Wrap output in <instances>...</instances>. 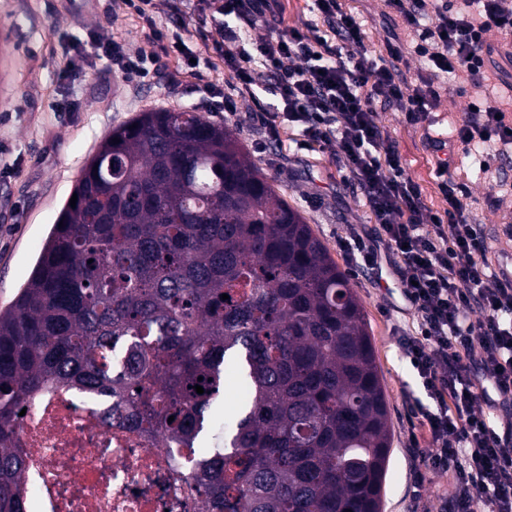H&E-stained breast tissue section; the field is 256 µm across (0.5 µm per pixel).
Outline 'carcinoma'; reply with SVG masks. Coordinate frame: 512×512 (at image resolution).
<instances>
[{
    "instance_id": "obj_1",
    "label": "carcinoma",
    "mask_w": 512,
    "mask_h": 512,
    "mask_svg": "<svg viewBox=\"0 0 512 512\" xmlns=\"http://www.w3.org/2000/svg\"><path fill=\"white\" fill-rule=\"evenodd\" d=\"M74 192L0 311V512H26L16 419L54 385L178 444L205 512H382L392 436L362 305L238 139L150 109ZM229 361L244 403L219 430Z\"/></svg>"
}]
</instances>
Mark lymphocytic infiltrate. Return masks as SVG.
Listing matches in <instances>:
<instances>
[{
  "label": "lymphocytic infiltrate",
  "mask_w": 512,
  "mask_h": 512,
  "mask_svg": "<svg viewBox=\"0 0 512 512\" xmlns=\"http://www.w3.org/2000/svg\"><path fill=\"white\" fill-rule=\"evenodd\" d=\"M206 3L205 44L219 51L231 88L218 105L225 120L242 123L237 101L246 96L267 141L280 142L289 128L300 146L336 144L342 180L360 188L380 229L375 240L342 238L343 248L372 270L383 250L400 265L398 288L416 328L403 332L399 344L427 395L413 403L426 470L447 474L456 512H512V426L496 431L480 410L495 400L512 406V275L487 259V245L466 215L468 192L453 180L449 161L436 169L446 207L429 212L376 110L378 101L392 103L413 122L435 108L441 77L482 87L488 79L482 49L491 31L512 32V0H388L417 39L388 43L382 62L368 55L363 26L341 0H312L314 20L292 26L284 23L280 0ZM112 6L147 24L145 44L131 55L119 41L92 37L74 46L62 79L80 75L91 52L111 73L149 78L165 57L176 62L171 83L203 80L197 51L157 28L153 0ZM331 32L340 44L329 42ZM410 57L422 72L413 86L400 69ZM500 111L497 101L479 100L448 134L449 147H460L483 174L491 155L512 151V124Z\"/></svg>",
  "instance_id": "obj_1"
}]
</instances>
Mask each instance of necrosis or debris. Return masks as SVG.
I'll return each instance as SVG.
<instances>
[{"mask_svg":"<svg viewBox=\"0 0 512 512\" xmlns=\"http://www.w3.org/2000/svg\"><path fill=\"white\" fill-rule=\"evenodd\" d=\"M33 512H204V500L169 465L161 434L103 416L72 389L44 395L18 420Z\"/></svg>","mask_w":512,"mask_h":512,"instance_id":"4bbe7bcc","label":"necrosis or debris"}]
</instances>
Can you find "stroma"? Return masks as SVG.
I'll return each instance as SVG.
<instances>
[{"mask_svg": "<svg viewBox=\"0 0 512 512\" xmlns=\"http://www.w3.org/2000/svg\"><path fill=\"white\" fill-rule=\"evenodd\" d=\"M111 3L0 0V69L5 72L0 78V311L29 280L83 167L115 127L151 108L191 110L212 122L224 121L223 113L210 111L203 83L191 78L173 85L162 75L144 82L118 72L104 79L91 66L75 80L60 79L71 42L85 38L87 32L122 41L131 53L143 45L148 28L134 14H112ZM343 4L362 22L373 58L385 56L390 35L407 40L401 18L384 0ZM478 94L469 84L449 80L433 112L413 124L394 106L377 107L378 121L431 212H442L445 203L437 188L429 140L461 121ZM71 99L79 102V111H63ZM233 132L326 245L364 307L392 433L382 512H441L448 478L439 475L417 486L415 471L421 463L409 445L415 422L410 399L424 395L398 341L412 316L395 288L394 259H384L381 269L362 270L338 244L349 227L373 236L378 226L363 207L359 190L340 181L335 145L308 151L287 138L268 146L251 127L237 126ZM451 170L468 185V220L484 235L489 260L495 263L512 255V236L506 233L512 225V152L493 156L485 176L457 159Z\"/></svg>", "mask_w": 512, "mask_h": 512, "instance_id": "35a3bbf8", "label": "stroma"}]
</instances>
